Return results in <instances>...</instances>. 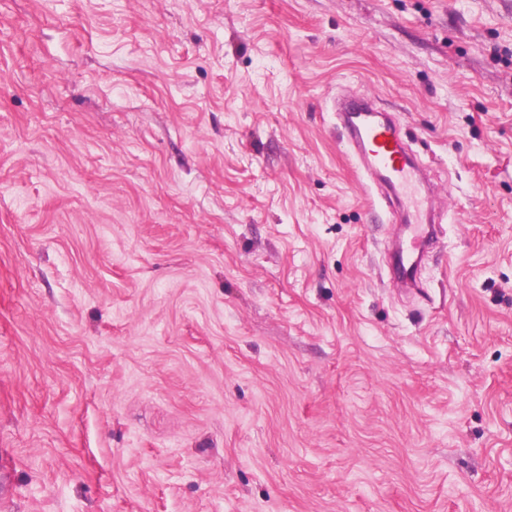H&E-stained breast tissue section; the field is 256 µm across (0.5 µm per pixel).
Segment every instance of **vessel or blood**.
Segmentation results:
<instances>
[{
	"label": "vessel or blood",
	"mask_w": 512,
	"mask_h": 512,
	"mask_svg": "<svg viewBox=\"0 0 512 512\" xmlns=\"http://www.w3.org/2000/svg\"><path fill=\"white\" fill-rule=\"evenodd\" d=\"M340 117L360 168L407 213L406 233L392 253L391 269L398 284L418 288L416 269L433 228L420 219L422 202L414 192L418 173L405 152L400 131L377 120L373 102L365 94L346 101Z\"/></svg>",
	"instance_id": "1"
}]
</instances>
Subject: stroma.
Instances as JSON below:
<instances>
[{
  "mask_svg": "<svg viewBox=\"0 0 512 512\" xmlns=\"http://www.w3.org/2000/svg\"><path fill=\"white\" fill-rule=\"evenodd\" d=\"M0 512H512V0H0ZM373 110L371 98L360 94L346 101L338 115L360 168L407 213L406 234L392 253L391 269L398 284L418 290L416 269L433 235V225L420 220L422 200L414 192L418 173L405 152L399 129L378 121Z\"/></svg>",
  "mask_w": 512,
  "mask_h": 512,
  "instance_id": "1",
  "label": "stroma"
}]
</instances>
